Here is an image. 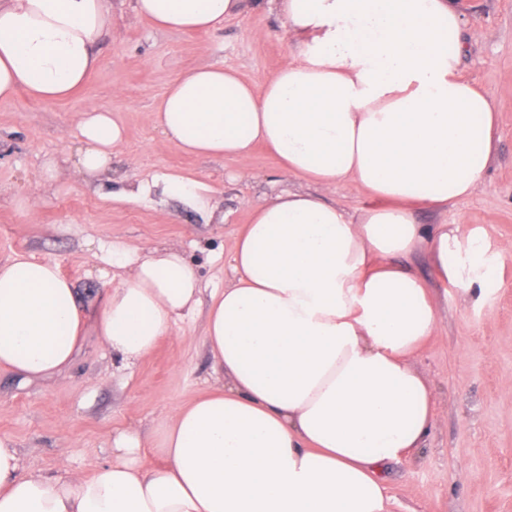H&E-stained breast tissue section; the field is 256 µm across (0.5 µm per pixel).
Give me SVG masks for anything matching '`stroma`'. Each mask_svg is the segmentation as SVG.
Returning <instances> with one entry per match:
<instances>
[{"mask_svg": "<svg viewBox=\"0 0 512 512\" xmlns=\"http://www.w3.org/2000/svg\"><path fill=\"white\" fill-rule=\"evenodd\" d=\"M135 0H112L101 64L73 97L48 102L19 92L0 102V259L58 262L80 303L95 309L102 274L120 279L125 245L176 246L202 287L195 310L141 360L126 364L89 328L74 362L42 379L22 380L0 367V436L14 440L24 471L56 477L112 460V440L136 430L146 468L171 408L222 386L205 341L212 289L231 277L229 256L253 207L283 190L314 191L256 148L248 164L190 156L164 144L153 102L199 62L234 69L262 84L296 50L283 17L266 0L218 32L156 29L136 17ZM466 52L463 80L487 91L500 124L495 152L469 197L421 209L422 224L484 228L492 246L512 242V0H458ZM111 112L125 142L99 179L85 182L71 162L81 112ZM68 156L52 186L33 192L46 160ZM181 173L211 189L214 213L152 191L125 199L134 180ZM411 266L438 305L433 336L416 360L433 384L436 420L422 448L386 468L395 512H512V258L481 289L462 293L440 281L425 253Z\"/></svg>", "mask_w": 512, "mask_h": 512, "instance_id": "stroma-1", "label": "stroma"}]
</instances>
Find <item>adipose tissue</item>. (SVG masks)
Returning a JSON list of instances; mask_svg holds the SVG:
<instances>
[{
  "label": "adipose tissue",
  "mask_w": 512,
  "mask_h": 512,
  "mask_svg": "<svg viewBox=\"0 0 512 512\" xmlns=\"http://www.w3.org/2000/svg\"><path fill=\"white\" fill-rule=\"evenodd\" d=\"M296 52L262 89L198 63L155 101L164 143L248 163L255 145L317 185L254 208L215 289L205 339L226 385L177 405L144 470L133 431L112 460L68 478L22 472L0 437V512H392L384 469L413 455L436 417L431 381L413 361L435 330L431 288L409 265L425 251L442 282L467 292L512 257L486 231L421 224L416 212L471 196L488 164L498 113L459 75L456 0H268ZM112 0H0V101L78 92L99 64ZM244 0H135L169 31H217ZM76 170L105 173L125 139L98 108L77 124ZM354 182L358 217L328 202ZM211 208L196 180L139 181ZM119 287L96 321L133 363L195 308L200 282L173 247H129ZM87 313L54 261H0V366L49 377L77 356Z\"/></svg>",
  "instance_id": "1"
}]
</instances>
